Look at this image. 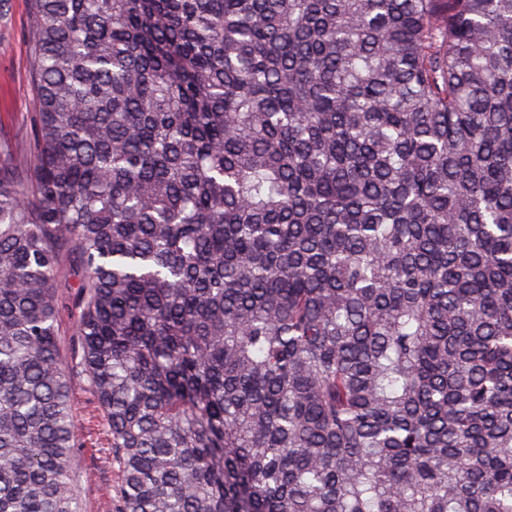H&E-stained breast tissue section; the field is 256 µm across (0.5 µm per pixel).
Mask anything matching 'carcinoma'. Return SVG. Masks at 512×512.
Returning a JSON list of instances; mask_svg holds the SVG:
<instances>
[{"label":"carcinoma","mask_w":512,"mask_h":512,"mask_svg":"<svg viewBox=\"0 0 512 512\" xmlns=\"http://www.w3.org/2000/svg\"><path fill=\"white\" fill-rule=\"evenodd\" d=\"M29 38L0 512H81L76 382L116 512H512V0H32ZM62 293L63 308L59 316V332L61 339V348L66 359L70 361L72 350L70 340L74 330V317L69 307L70 288H60Z\"/></svg>","instance_id":"obj_1"}]
</instances>
